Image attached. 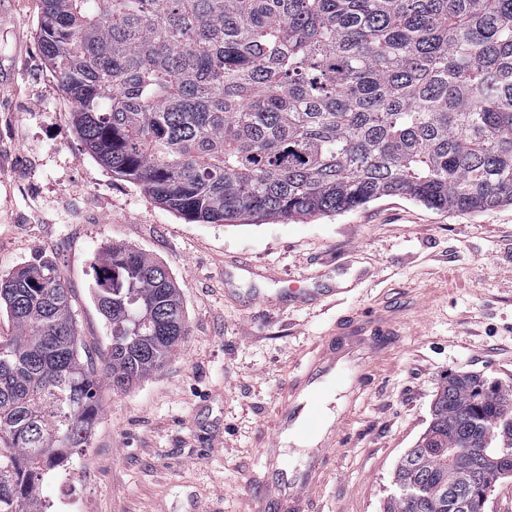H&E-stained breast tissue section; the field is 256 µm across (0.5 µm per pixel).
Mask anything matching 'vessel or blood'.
I'll use <instances>...</instances> for the list:
<instances>
[{
	"instance_id": "vessel-or-blood-1",
	"label": "vessel or blood",
	"mask_w": 512,
	"mask_h": 512,
	"mask_svg": "<svg viewBox=\"0 0 512 512\" xmlns=\"http://www.w3.org/2000/svg\"><path fill=\"white\" fill-rule=\"evenodd\" d=\"M333 288H293L292 301L317 305ZM393 311L373 321H353L323 337L308 363L284 385L273 427L256 438L258 467L247 475V512H324L320 489L344 417L332 411L339 399L354 400L369 381L370 360L392 343Z\"/></svg>"
}]
</instances>
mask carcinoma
<instances>
[{"instance_id": "carcinoma-1", "label": "carcinoma", "mask_w": 512, "mask_h": 512, "mask_svg": "<svg viewBox=\"0 0 512 512\" xmlns=\"http://www.w3.org/2000/svg\"><path fill=\"white\" fill-rule=\"evenodd\" d=\"M39 42L83 144L189 222L396 195L512 205V0H41ZM92 270L97 361L50 256L0 275V512H43L39 482L89 447L101 381L129 390L187 335L163 265L112 245ZM509 419L511 387L448 375L384 512H483L512 477L489 436Z\"/></svg>"}]
</instances>
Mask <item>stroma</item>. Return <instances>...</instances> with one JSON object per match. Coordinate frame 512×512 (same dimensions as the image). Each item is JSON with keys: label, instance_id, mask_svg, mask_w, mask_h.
Listing matches in <instances>:
<instances>
[{"label": "stroma", "instance_id": "1", "mask_svg": "<svg viewBox=\"0 0 512 512\" xmlns=\"http://www.w3.org/2000/svg\"><path fill=\"white\" fill-rule=\"evenodd\" d=\"M40 7L0 0V273L52 252L94 355L108 329L91 262L104 245L124 244L167 267L188 326L160 371L122 393L103 387L73 478L43 483L42 498H72L88 512H242L255 439L304 354L341 320L389 305L401 310L399 341L348 409L324 491L329 512H384L446 374L512 386V206L439 211L388 196L290 222H188L77 137L73 105L39 46ZM240 262L261 277L241 276ZM301 276L343 292L325 307L251 297Z\"/></svg>", "mask_w": 512, "mask_h": 512}]
</instances>
